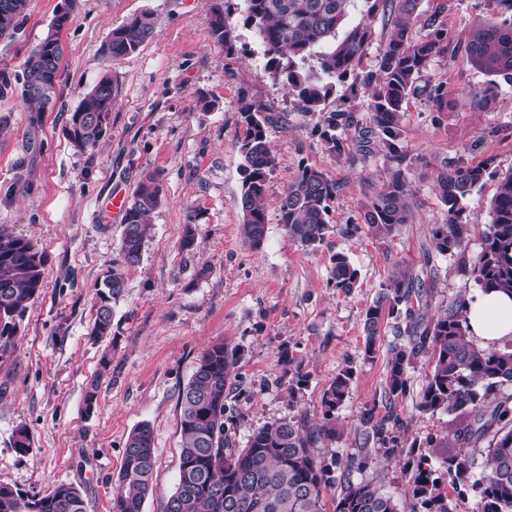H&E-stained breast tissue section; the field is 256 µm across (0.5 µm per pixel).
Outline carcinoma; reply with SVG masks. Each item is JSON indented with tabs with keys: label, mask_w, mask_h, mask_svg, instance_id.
Returning <instances> with one entry per match:
<instances>
[{
	"label": "carcinoma",
	"mask_w": 512,
	"mask_h": 512,
	"mask_svg": "<svg viewBox=\"0 0 512 512\" xmlns=\"http://www.w3.org/2000/svg\"><path fill=\"white\" fill-rule=\"evenodd\" d=\"M365 19L346 27L354 0H244L245 22L256 29L264 47L267 68L282 83L294 105L304 112L323 113L321 136L332 154L345 153L340 127L357 126L353 116L326 111L327 101L355 70L373 36L371 19L379 12L387 16L386 44L379 61L380 79L371 86L369 123L391 158L400 157L401 112L416 89L421 72L448 48V31L428 19V33L417 39L411 32L419 16L421 0H363ZM494 17L474 31L469 51L480 67L512 77V66L497 64L495 48L512 34V0H490ZM28 0H0V39L19 29ZM69 14L55 16L51 32L31 52L23 81L0 70V96L16 95L31 112H45L56 98L59 66L63 56L60 30ZM155 20L144 12L112 29L102 53L122 59L136 52L153 34ZM209 36L224 45L225 54L235 51L233 30L224 10L215 5L208 21ZM307 58L316 67L304 70ZM427 97L437 112H448V91L438 84ZM497 98L487 86L473 95L475 108H491ZM112 79L104 76L83 94L71 112L67 136L80 151L95 149L107 133L112 112ZM239 115L245 127L241 142L242 185L240 205L242 235L246 245L260 248L265 241L264 199L276 157L266 135V116L261 104L242 98ZM486 166L444 160L434 169L433 187L448 209V223L431 228L426 250L453 255L470 234L471 225L461 221L465 200L483 181ZM338 183L324 172L301 168L288 185L280 205V221L288 234L307 251L324 241L329 226L330 202ZM162 198V178L157 172L143 176L125 208L121 253L126 266L140 262L144 240L150 233L149 216ZM416 201L404 175L395 170L386 186L366 196L363 222L366 233L387 240L408 222ZM492 217L482 234L479 255L463 270L482 292L512 293V172L502 177L489 201ZM45 256L31 241L0 227V358L17 347L22 321L43 287ZM358 270L347 255L330 257L329 283L348 294L357 287ZM124 289V273L112 270L97 289L91 336L112 334L113 302ZM428 306L426 280L413 279L398 271L377 295L365 313L363 359L379 352V331L384 319L401 321V340L389 345L385 363L384 409L365 406L359 413L364 427L363 446L370 438L379 442L375 453L388 460L417 442L405 443L407 424L395 413V403L410 390L408 369L420 356L430 357L431 370L419 395L417 408L423 413L445 412L453 416L452 438L432 439L430 448H445L444 470L428 466V456L415 461L408 512H451L440 492L448 480L459 495L469 491L477 497V512H512V395L502 393L512 385V343L485 350L468 339V300L456 298L436 316L425 318ZM235 353L219 342L206 349L186 386L179 394L181 451L175 490L161 500L159 512H326L324 499L331 494V512H399L375 475L355 480L373 462L364 452L325 462L318 448L336 439V411L350 397L353 366L339 370L325 389L321 417L310 421L279 420L250 435L246 445L236 446L225 431L230 376ZM111 364V353L101 357L100 370L85 386V412L96 402L100 379ZM153 432L146 424L128 435L123 462L112 490V512H143L152 494L154 471ZM339 477L332 476L333 471ZM0 512H85L80 489L58 484L42 496H29L8 484H0Z\"/></svg>",
	"instance_id": "carcinoma-1"
}]
</instances>
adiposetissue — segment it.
Returning a JSON list of instances; mask_svg holds the SVG:
<instances>
[{
	"instance_id": "adipose-tissue-1",
	"label": "adipose tissue",
	"mask_w": 512,
	"mask_h": 512,
	"mask_svg": "<svg viewBox=\"0 0 512 512\" xmlns=\"http://www.w3.org/2000/svg\"><path fill=\"white\" fill-rule=\"evenodd\" d=\"M469 337L483 348L512 341V295L504 292L477 293L466 311Z\"/></svg>"
}]
</instances>
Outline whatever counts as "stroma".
I'll use <instances>...</instances> for the list:
<instances>
[{
	"label": "stroma",
	"mask_w": 512,
	"mask_h": 512,
	"mask_svg": "<svg viewBox=\"0 0 512 512\" xmlns=\"http://www.w3.org/2000/svg\"><path fill=\"white\" fill-rule=\"evenodd\" d=\"M62 0H28L13 38L0 39V69L22 76L31 50L47 35ZM214 0H75L62 30L64 55L53 110L29 112L15 96L0 97V225L32 240L45 254L44 286L29 308L17 350L0 359V483L42 495L59 483L78 487L86 512H112V488L129 432L153 431V493L143 512H157L176 485L180 462L179 392L201 354L222 342L235 350L228 435L244 446L257 428L281 419L321 416V397L345 365L356 369L349 401L338 411L339 435L319 454L324 459L359 453V412L384 404V358L364 361L365 311L395 267L427 273V315L443 311L478 287L460 270L473 260L491 222L488 202L512 171V80L477 68L467 45L474 29L491 18L488 0H421L412 33L425 35L436 17L448 30V49L421 73L417 93L402 114L403 162L379 139L357 161L331 155L320 136L322 115L295 109L266 68L262 45L244 22L240 0H227L226 22L236 36L225 55L207 22ZM154 14V32L135 53L104 57L101 45L130 17ZM374 35L360 63L338 84L328 108L369 122L368 79L378 73L386 20L376 16ZM110 76L114 105L100 146L77 151L66 136L71 112L102 76ZM443 85L452 109H433L422 89ZM496 85L498 103L480 112L475 91ZM275 116L267 137L276 155L265 196L266 241L253 250L242 241L241 98ZM458 159L486 164L487 173L468 198L463 223L472 227L456 255L425 254L431 225L448 221L433 189L434 165ZM335 179L329 229L317 252L288 237L280 199L301 167ZM163 176V199L150 217L152 230L137 265L124 267L120 216L106 217L114 193L131 198L148 171ZM402 171L416 205L398 236L379 240L348 234L361 223L368 194L393 171ZM195 222L197 244L180 247ZM346 254L359 271L352 293L328 284L329 258ZM124 269V292L114 307L112 334L89 336L95 293L113 268ZM207 276H200L201 268ZM112 362L101 380L92 413H85L87 378L104 350ZM430 367L418 359L411 388L396 411L418 443L451 432L447 413L419 412L416 403ZM306 374L299 385L297 374ZM27 426L32 447L12 446Z\"/></svg>",
	"instance_id": "obj_1"
}]
</instances>
